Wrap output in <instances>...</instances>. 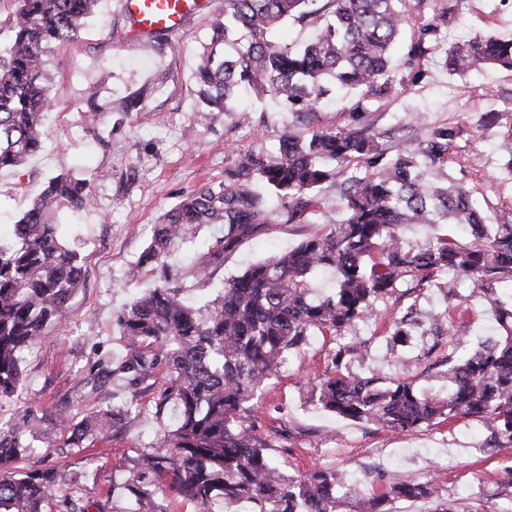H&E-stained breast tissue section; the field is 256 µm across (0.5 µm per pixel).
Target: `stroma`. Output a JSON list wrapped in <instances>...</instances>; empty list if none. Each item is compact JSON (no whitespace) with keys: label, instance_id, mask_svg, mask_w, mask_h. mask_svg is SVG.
Masks as SVG:
<instances>
[{"label":"stroma","instance_id":"1","mask_svg":"<svg viewBox=\"0 0 512 512\" xmlns=\"http://www.w3.org/2000/svg\"><path fill=\"white\" fill-rule=\"evenodd\" d=\"M129 26L119 0H100L79 37L49 55L46 77L55 105L45 119L48 140L20 171L0 172V240L6 242L13 241L15 220L49 178L75 171L89 181L93 192L91 210L58 216L59 223L74 225L75 234L67 242L79 250L83 265L69 320L62 327H47L26 357L23 392L0 403V414L7 418L34 404L46 414L45 437L34 454L13 463V471L45 461L84 472L79 489L91 506L126 480L143 445L165 424L151 404L166 381L160 373L143 395L148 406L139 425L98 444L95 457L75 448L63 452L57 446L67 435L57 421L59 410L81 418L97 408L93 402L69 404L82 369L98 352H120L116 317L154 284L149 275L136 281L128 276L154 225L181 197L223 181L240 156H276L285 132L306 135L351 124L355 102L348 93H332L309 120L293 116L271 96L260 101L242 97L233 112H206L194 72L211 39L208 16L141 44L125 40ZM425 66L433 73L430 81L409 87L398 97L367 102L364 123L380 133L382 142L393 145L408 136L402 128L406 112L420 114L427 129L463 122L469 131L464 150L476 157L482 172L474 196L479 201L495 198L504 157L496 130L482 129L480 120L496 106L490 90L512 88V72L481 65L464 76H451L437 53L429 55ZM93 82L98 91L91 98L87 87ZM339 205L336 188H324L318 196L316 223L284 224L279 219L283 201L269 196L273 223L242 239L209 284L184 282L183 298L205 302L225 279L248 265L325 232ZM457 282L474 334L495 335L490 302L474 293L467 277L458 276ZM412 307L441 313L445 303L437 288L404 278L377 302L375 315L346 329L345 337L367 347L366 370L423 386L444 370L447 337H439L437 347L421 344L391 357L384 335L389 317ZM334 345L331 337L312 336L249 405L247 425L269 445L273 456L287 463L289 472L336 469L347 473L367 497L402 480L432 479L441 497L455 502L457 512H512V444H494L489 423L463 418L401 431L352 422L311 405L307 392L312 383L331 374Z\"/></svg>","mask_w":512,"mask_h":512}]
</instances>
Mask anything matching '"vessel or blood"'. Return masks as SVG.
Here are the masks:
<instances>
[{
  "label": "vessel or blood",
  "instance_id": "b4317fda",
  "mask_svg": "<svg viewBox=\"0 0 512 512\" xmlns=\"http://www.w3.org/2000/svg\"><path fill=\"white\" fill-rule=\"evenodd\" d=\"M211 6L212 0H122L123 11L134 21L126 38L141 41L158 32H177L188 19Z\"/></svg>",
  "mask_w": 512,
  "mask_h": 512
}]
</instances>
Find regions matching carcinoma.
Returning <instances> with one entry per match:
<instances>
[{"instance_id": "1", "label": "carcinoma", "mask_w": 512, "mask_h": 512, "mask_svg": "<svg viewBox=\"0 0 512 512\" xmlns=\"http://www.w3.org/2000/svg\"><path fill=\"white\" fill-rule=\"evenodd\" d=\"M10 42L0 50V171L19 170L39 152L46 132L44 113L54 102L45 78L47 56L70 42L96 10L99 0H10ZM467 0H224L212 20V39L196 70L199 94L209 112H232L243 90L259 99L280 96L288 111L312 113L330 85L356 94L352 112L365 102L390 98L406 81L430 78L421 59L440 47L442 28ZM317 25L316 39L298 47L280 45L271 31L286 20ZM409 36L403 66L395 69L392 50ZM448 75L476 65L512 70V36L480 34L443 48ZM494 96L507 110L483 114L481 123L498 129L506 152L503 169L512 182V89ZM468 134L460 124H444L414 144L404 139L390 149L366 124L335 127L309 137L290 130L278 155L241 157L229 181L209 183L184 196L154 225L151 241L132 269L150 272L158 283L118 315L124 352L87 363L78 404L104 400L116 383L131 392L120 407H99L74 422L67 415L68 448L88 449L109 442L137 423L143 406L140 385L164 372L168 386L155 400V413L174 410V420L145 446L123 486L133 502L129 512H167L161 499L173 492L197 512L217 502L246 503L250 512H388L398 499L433 503L430 512H454L431 482L407 480L366 498L332 469L293 476L271 459L269 446L252 434L245 412L266 381L288 364L292 353L320 333L336 341L332 375L309 392L314 405L358 423L413 431L456 418L491 423L495 441L512 443V301L496 296L495 284L512 278V187L494 203L480 204L477 170L461 152ZM288 202L284 223L306 222L317 213L318 193L339 190L343 216L329 229L287 252L248 266L224 281L217 298L203 306L180 297L191 277L206 282L224 266V254L240 238L272 223L266 196L257 186ZM86 181L71 173L50 178L14 228L17 244L0 243V399L23 383V351L49 324L63 325L69 300L80 285L81 256L63 243L65 225L57 212H82L92 205ZM407 224L464 225L470 240L437 234L421 244L405 243ZM210 227L194 265L169 264L174 246ZM330 270L335 286L316 287L314 278ZM448 271L469 277L473 288L493 303L500 333L459 352L448 351V392L442 396L406 379H387L351 370L365 361L364 345L344 332L374 315L375 302L407 275L432 281ZM464 336L469 321L456 315L416 311L391 317L388 351L436 334L443 322ZM43 416L29 410L19 418L0 416V465L33 451L26 438H39ZM75 479L56 466H37L17 475L0 474V512H87L83 498L65 489Z\"/></svg>"}]
</instances>
